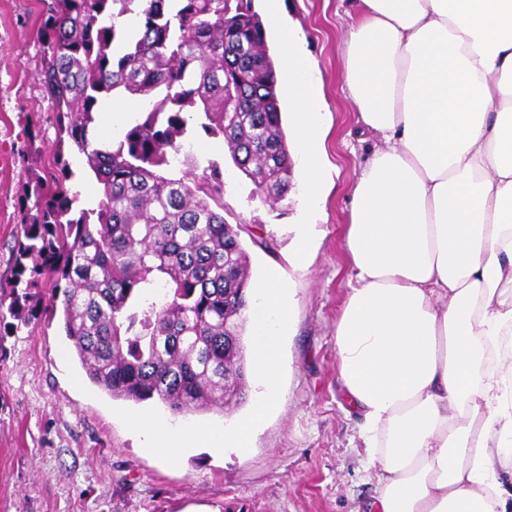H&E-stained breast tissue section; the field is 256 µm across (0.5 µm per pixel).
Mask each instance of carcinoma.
Segmentation results:
<instances>
[{"mask_svg":"<svg viewBox=\"0 0 512 512\" xmlns=\"http://www.w3.org/2000/svg\"><path fill=\"white\" fill-rule=\"evenodd\" d=\"M42 89L102 186L74 210L69 163L21 211L9 311L46 282L88 379L172 414L245 400L249 261L224 219L216 163L184 151L187 110L259 192L284 196L292 160L278 76L254 0H42ZM142 97L118 142L90 133L99 100ZM36 257L33 266L25 260Z\"/></svg>","mask_w":512,"mask_h":512,"instance_id":"carcinoma-1","label":"carcinoma"}]
</instances>
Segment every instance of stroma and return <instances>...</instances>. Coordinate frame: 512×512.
I'll list each match as a JSON object with an SVG mask.
<instances>
[{
	"label": "stroma",
	"instance_id": "obj_1",
	"mask_svg": "<svg viewBox=\"0 0 512 512\" xmlns=\"http://www.w3.org/2000/svg\"><path fill=\"white\" fill-rule=\"evenodd\" d=\"M304 40L307 76L326 104L325 196L312 230L311 262L291 261L290 230L301 207L300 167L282 198L256 194L222 137L199 119L186 138L200 167L217 163L224 217L272 239L273 253L248 246L252 283L274 269L290 280L294 311L281 345V401L246 451L195 447L178 460L150 451L130 423L233 430L258 393L224 411L176 416L158 401L112 399L86 379L49 288L25 307L24 320L0 319V512H369L375 470L358 437L361 418L344 399L334 330L348 291L344 229L350 186L368 150L345 87L344 0H281ZM40 0H0V288L10 287L19 208L36 177L56 158L75 173L72 188L89 208L101 187L85 158L61 137L41 88Z\"/></svg>",
	"mask_w": 512,
	"mask_h": 512
}]
</instances>
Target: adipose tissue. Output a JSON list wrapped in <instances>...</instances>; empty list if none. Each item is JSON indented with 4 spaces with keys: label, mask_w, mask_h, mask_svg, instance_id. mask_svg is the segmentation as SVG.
I'll return each instance as SVG.
<instances>
[{
    "label": "adipose tissue",
    "mask_w": 512,
    "mask_h": 512,
    "mask_svg": "<svg viewBox=\"0 0 512 512\" xmlns=\"http://www.w3.org/2000/svg\"><path fill=\"white\" fill-rule=\"evenodd\" d=\"M288 89L292 151L310 205L324 193L321 101L266 0ZM345 82L378 137L351 192L339 373L378 462L375 512H512V0H348ZM247 316L263 388L233 437L135 417L150 448H247L280 401L293 293L276 275Z\"/></svg>",
    "instance_id": "ef3b65f1"
}]
</instances>
